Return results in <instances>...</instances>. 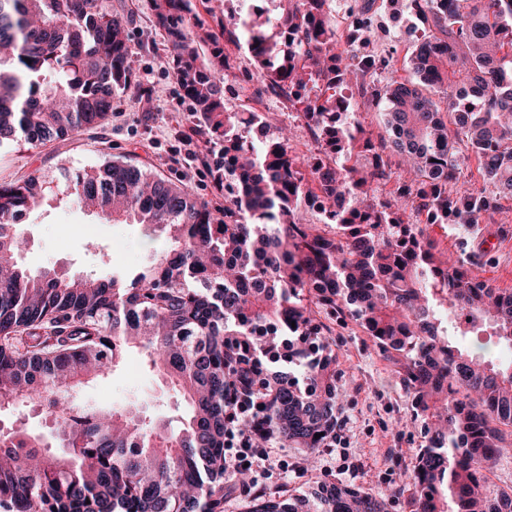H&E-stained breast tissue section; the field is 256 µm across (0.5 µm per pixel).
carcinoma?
Listing matches in <instances>:
<instances>
[{
	"label": "carcinoma",
	"mask_w": 512,
	"mask_h": 512,
	"mask_svg": "<svg viewBox=\"0 0 512 512\" xmlns=\"http://www.w3.org/2000/svg\"><path fill=\"white\" fill-rule=\"evenodd\" d=\"M271 14L231 15L198 40L191 0H151L183 95L189 130L224 209L125 161L64 176L56 202L112 224H139L161 242L150 261L107 276L31 273L14 222L45 199L33 170L0 178V412L45 411L56 447L17 427L0 430L3 512H386L379 493L323 480L308 493L255 489L224 470L231 432L314 457L345 417L332 324L352 320L391 363L425 445L403 466L411 512H512V488L488 492V473L512 438V371L471 354L458 337L488 322L512 345V292L473 263L439 253L411 215L436 224L460 210L448 192L465 140L500 200H512V0H407L423 35L412 78L381 88L353 75L370 57L338 50L325 0H287ZM294 36L283 44L278 29ZM245 45L264 91L288 100L311 89L302 121L321 164L291 147L290 130L251 141V113L229 112L224 44ZM0 143L45 146L102 129L115 98L137 87L126 21L102 0H0ZM474 86L463 109L456 90ZM445 86L447 112L429 91ZM387 102V138L357 118V99ZM405 160L390 201L384 153ZM330 217L304 223L301 203ZM465 311L470 329L446 327ZM132 348L181 392L189 411L155 420L137 406L81 410L75 388L116 367ZM320 437H315V434Z\"/></svg>",
	"instance_id": "carcinoma-1"
}]
</instances>
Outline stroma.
<instances>
[{
	"instance_id": "1",
	"label": "stroma",
	"mask_w": 512,
	"mask_h": 512,
	"mask_svg": "<svg viewBox=\"0 0 512 512\" xmlns=\"http://www.w3.org/2000/svg\"><path fill=\"white\" fill-rule=\"evenodd\" d=\"M108 11L132 15L127 33L135 49L133 68L142 95L118 99L111 123L101 131L82 132L73 138L41 148L22 142L0 144V176L18 178L40 170L48 187H55L63 170L73 172L99 164L112 156L133 163H147L152 171L181 179L193 192L215 204H223L224 191L209 170L193 163V154L203 152L199 137H188L187 116L191 103L183 96L173 73L161 31L155 26L148 0H104ZM370 21L368 40L359 52L379 60L380 68L367 75L368 83L383 85L388 77H408L407 58L422 31L412 15L395 10L391 0H335L331 9L340 42L358 13ZM233 76L224 87L227 111L248 108L264 115L270 127L290 124L292 146L297 154L315 149L307 129L288 119V103L261 91L250 57L245 50L226 45ZM491 216L478 224L464 216L432 224L428 233L438 250L454 258L475 257V272L493 287L512 291V200L493 202ZM29 240L22 256L32 272L65 270L79 276H106L115 269H134L148 261L150 250L142 243L137 224H111L95 214L49 200L31 211L23 226ZM98 239L99 249L85 246L87 238ZM334 348L344 369L339 381L346 394L347 455L354 471L340 473L333 455L322 451L318 467H311L294 448H275L287 461L288 470L262 479L267 491L287 486L305 492L323 479L340 478L374 492L391 493L389 512H410L408 494L399 493L401 466L414 462L424 443L419 428L411 426L410 404L391 366L383 361L370 340L355 325L335 326ZM74 403L83 409L133 404L148 407L156 416L177 415L180 396L152 372L143 352H129L111 373L76 388Z\"/></svg>"
}]
</instances>
